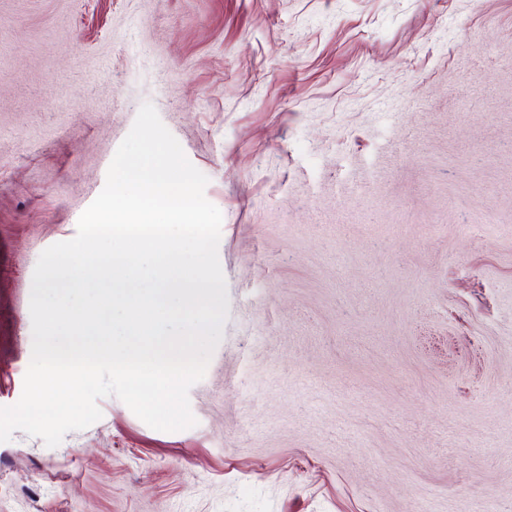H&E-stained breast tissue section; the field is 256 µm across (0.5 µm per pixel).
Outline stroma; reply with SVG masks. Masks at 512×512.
<instances>
[{
  "label": "stroma",
  "instance_id": "obj_1",
  "mask_svg": "<svg viewBox=\"0 0 512 512\" xmlns=\"http://www.w3.org/2000/svg\"><path fill=\"white\" fill-rule=\"evenodd\" d=\"M223 215L194 427L0 443V512H512V0H0V406L143 103Z\"/></svg>",
  "mask_w": 512,
  "mask_h": 512
}]
</instances>
